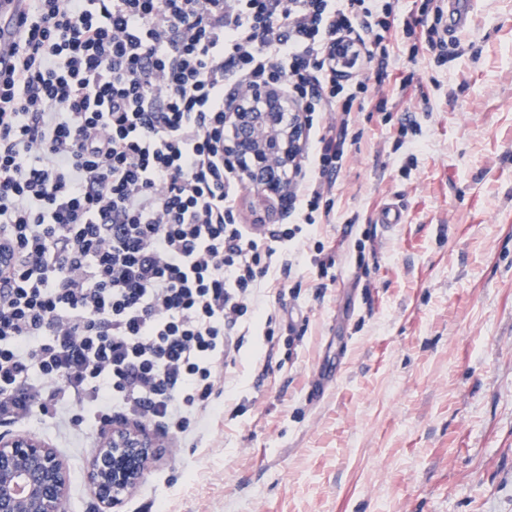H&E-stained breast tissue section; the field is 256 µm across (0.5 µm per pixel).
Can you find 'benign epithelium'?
Returning <instances> with one entry per match:
<instances>
[{
  "mask_svg": "<svg viewBox=\"0 0 512 512\" xmlns=\"http://www.w3.org/2000/svg\"><path fill=\"white\" fill-rule=\"evenodd\" d=\"M303 106L288 101L280 88L262 86L240 93L225 106L231 136L224 146V163L234 166L255 192L282 197L283 171L304 141L299 120L288 114ZM160 454L142 428L112 424L94 449L87 477L102 512H122ZM70 474L57 451L28 433L0 434V512H64Z\"/></svg>",
  "mask_w": 512,
  "mask_h": 512,
  "instance_id": "benign-epithelium-1",
  "label": "benign epithelium"
}]
</instances>
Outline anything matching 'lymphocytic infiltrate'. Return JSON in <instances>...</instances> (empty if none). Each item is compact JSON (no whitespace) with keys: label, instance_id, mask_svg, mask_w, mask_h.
Here are the masks:
<instances>
[{"label":"lymphocytic infiltrate","instance_id":"1","mask_svg":"<svg viewBox=\"0 0 512 512\" xmlns=\"http://www.w3.org/2000/svg\"><path fill=\"white\" fill-rule=\"evenodd\" d=\"M27 0L0 41V424L140 418L189 441L223 392L236 326L301 224L329 220L351 113L408 60L461 55L444 0ZM304 105L287 228L236 215L226 91Z\"/></svg>","mask_w":512,"mask_h":512}]
</instances>
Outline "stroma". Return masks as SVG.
Returning <instances> with one entry per match:
<instances>
[{
	"label": "stroma",
	"mask_w": 512,
	"mask_h": 512,
	"mask_svg": "<svg viewBox=\"0 0 512 512\" xmlns=\"http://www.w3.org/2000/svg\"><path fill=\"white\" fill-rule=\"evenodd\" d=\"M460 38L442 67L393 40L396 107H354L330 220L304 227L292 278L264 292L278 320L252 322L227 358L196 442L159 436L124 512H512V0H476ZM407 119L421 131L403 139ZM389 200L405 214L390 231L375 222ZM322 364L337 381L315 398ZM25 430L64 459L67 512H99L87 468L104 427L69 434L37 415Z\"/></svg>",
	"instance_id": "35a3bbf8"
}]
</instances>
